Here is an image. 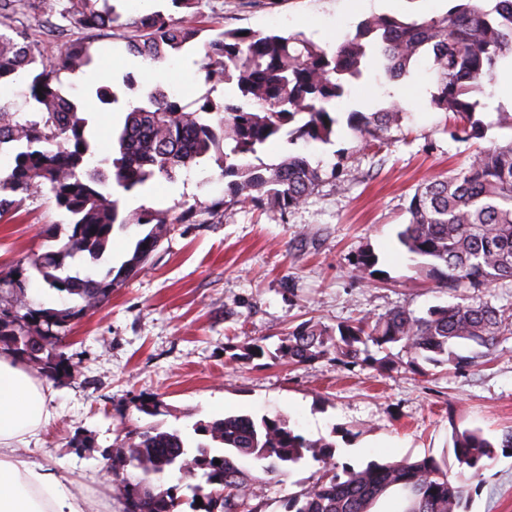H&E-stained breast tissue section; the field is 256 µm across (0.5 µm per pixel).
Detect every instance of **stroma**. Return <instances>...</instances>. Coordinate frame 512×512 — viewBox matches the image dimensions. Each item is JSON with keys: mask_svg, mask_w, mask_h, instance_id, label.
Segmentation results:
<instances>
[{"mask_svg": "<svg viewBox=\"0 0 512 512\" xmlns=\"http://www.w3.org/2000/svg\"><path fill=\"white\" fill-rule=\"evenodd\" d=\"M450 6V0H199L205 22L199 39L237 28L300 32L331 49V33L354 35L369 16L422 20ZM130 73L142 93L160 84L184 90L190 101L206 90L195 68L162 76L139 66ZM410 79L422 96L404 106L384 142L361 141L346 123L349 111L386 106L398 87L370 63L343 100L331 143H291L282 136L264 145L259 155L265 163L301 153L320 167V185L298 207L225 202L222 211H212L211 203L224 195V178L210 157L125 200L129 211L177 213L188 205L195 221L170 225L139 273L63 337L77 373L49 382L55 416L30 460L53 469L93 512H123L104 455L134 429L188 431L226 414L266 415L287 419L309 440L335 441L341 464L432 456L453 471L454 427H478L496 440L512 426V336L462 373L429 363L420 373L402 362L390 370L345 368L328 359L296 367L274 356L284 334L310 320L333 326L400 307L422 316L463 300L512 308V282L480 291L445 288L419 276L397 240L416 188L459 173L474 154L473 144L451 136L447 113L430 104L436 90L430 61L414 63ZM62 83L82 100L97 153L111 155V132L122 115L101 110L93 97L95 68L63 75ZM64 219L44 191L0 222V270L22 271L38 308L71 303L31 266L35 254L58 248L47 235L53 224L70 234ZM366 248L378 257L379 275L371 281L360 279L353 266ZM253 342L264 345L266 355L235 361L224 353ZM154 397L163 402L161 412H138L141 401ZM79 435L86 447L74 446ZM318 469L307 461L263 487L264 512H284L288 494L316 478ZM469 512H512V455H498L485 471Z\"/></svg>", "mask_w": 512, "mask_h": 512, "instance_id": "35a3bbf8", "label": "stroma"}]
</instances>
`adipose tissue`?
Segmentation results:
<instances>
[{
	"mask_svg": "<svg viewBox=\"0 0 512 512\" xmlns=\"http://www.w3.org/2000/svg\"><path fill=\"white\" fill-rule=\"evenodd\" d=\"M52 417L43 382L0 354V512H86L54 472L15 453L38 443Z\"/></svg>",
	"mask_w": 512,
	"mask_h": 512,
	"instance_id": "ef3b65f1",
	"label": "adipose tissue"
}]
</instances>
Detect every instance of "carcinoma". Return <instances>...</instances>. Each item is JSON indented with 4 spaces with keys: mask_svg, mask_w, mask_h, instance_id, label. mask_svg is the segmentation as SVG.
<instances>
[{
    "mask_svg": "<svg viewBox=\"0 0 512 512\" xmlns=\"http://www.w3.org/2000/svg\"><path fill=\"white\" fill-rule=\"evenodd\" d=\"M168 2L184 10L180 20L161 9L139 13L124 0H0V85L19 77L30 80L29 111L0 97V153L12 155L10 166L0 169V221L26 198L45 189L52 194L57 208L70 217L72 232L59 249L35 255L32 266L50 288L73 300L63 309H35L16 272L0 273V293L19 284L10 288V307L0 306V351L36 365L48 379L76 372L61 347V335L71 324L95 312L138 274L169 225L193 223L188 209L176 215L146 208L125 214L114 192L141 190L159 176L171 179L215 153L224 197L212 206L230 199L267 202L281 210L296 207L318 186L319 169L299 154L266 165L258 152L282 133L330 142L338 123L336 101L361 78L365 63H377L394 80L417 59L428 58L437 84L431 105L452 118L455 138L469 141L485 139L491 128L479 118L485 105L472 93L484 82H495L501 64L512 59V0H458L447 13L422 21L372 15L333 50L300 34L225 30L202 46L201 71L210 92L190 102L158 85L136 105L126 98V91L137 89L129 74L121 87L95 88L101 106L123 107L118 156L100 159L89 119L79 102L63 93L61 74L82 72L93 63L90 33L95 31L119 36L129 53L151 64L193 44L200 33L198 0ZM21 16L49 31L76 28L87 36L49 56L51 42L35 43L16 26ZM223 84L235 85L238 97L215 100L211 91ZM402 114L392 100L376 112H349L347 124L363 141L382 142ZM299 119L303 124L288 129ZM407 212L409 221L398 240L425 278L453 289L512 280V140L478 150L460 173L417 188ZM133 224L150 230L118 269L103 277L89 268L68 271V259L96 264L111 248L114 230ZM376 263L367 249L357 255L354 268L364 278L374 275ZM508 335L512 319L503 310L488 301L457 302L433 307L425 316L401 308L334 328L308 321L285 334L275 357L292 365L329 358L389 368L390 357L377 360L368 353L372 343L383 350L400 347L413 368L422 360L460 370L480 355H463L453 349L455 343L473 342L489 355ZM265 353L260 344H245L231 358ZM193 432L200 437L194 444L179 429L152 428L105 453L113 471L122 473L115 491L124 512H176L185 501L193 512H263L258 488L281 481L287 467L307 459L318 463L320 475L288 495L285 512H373L392 491L402 497L400 512H467L497 450L512 454V427L497 442L479 429L454 427L458 472L453 476L446 462L433 457L341 466L334 442L310 441L286 420L266 415L201 420ZM247 461L258 463V473L245 467ZM171 471L180 474L177 484L158 485Z\"/></svg>",
    "mask_w": 512,
    "mask_h": 512,
    "instance_id": "1",
    "label": "carcinoma"
}]
</instances>
